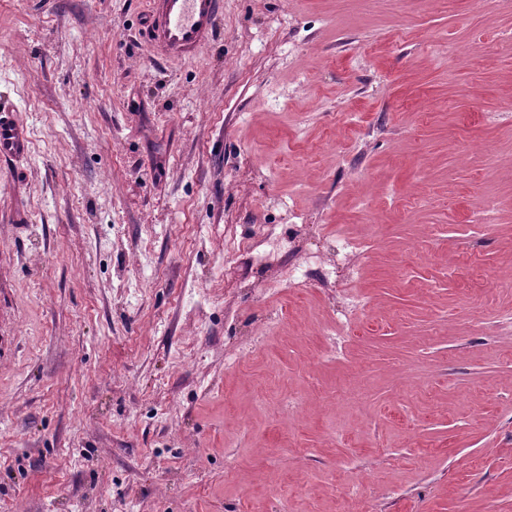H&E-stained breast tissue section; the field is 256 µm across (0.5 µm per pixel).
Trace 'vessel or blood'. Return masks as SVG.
Listing matches in <instances>:
<instances>
[{"instance_id": "vessel-or-blood-1", "label": "vessel or blood", "mask_w": 512, "mask_h": 512, "mask_svg": "<svg viewBox=\"0 0 512 512\" xmlns=\"http://www.w3.org/2000/svg\"><path fill=\"white\" fill-rule=\"evenodd\" d=\"M220 13L221 0H152L143 35L151 59H193L210 41ZM27 147V130L17 111L0 112V157L23 156Z\"/></svg>"}]
</instances>
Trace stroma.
Returning a JSON list of instances; mask_svg holds the SVG:
<instances>
[{
    "mask_svg": "<svg viewBox=\"0 0 512 512\" xmlns=\"http://www.w3.org/2000/svg\"><path fill=\"white\" fill-rule=\"evenodd\" d=\"M147 6L0 0V512H512V0ZM143 35L154 61L182 62L193 59L210 41L221 0H153ZM27 147V130L17 111H2L0 113V157L12 159L23 156L26 154Z\"/></svg>",
    "mask_w": 512,
    "mask_h": 512,
    "instance_id": "stroma-1",
    "label": "stroma"
}]
</instances>
